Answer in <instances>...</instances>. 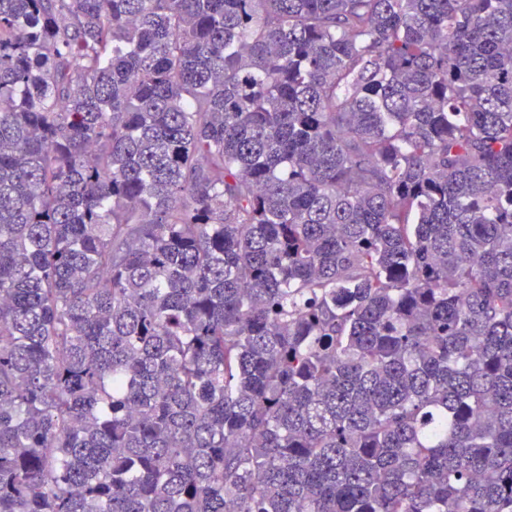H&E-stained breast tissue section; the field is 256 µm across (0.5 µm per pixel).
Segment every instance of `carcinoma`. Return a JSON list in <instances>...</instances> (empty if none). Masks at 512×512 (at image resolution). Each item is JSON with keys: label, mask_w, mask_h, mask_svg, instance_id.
Here are the masks:
<instances>
[{"label": "carcinoma", "mask_w": 512, "mask_h": 512, "mask_svg": "<svg viewBox=\"0 0 512 512\" xmlns=\"http://www.w3.org/2000/svg\"><path fill=\"white\" fill-rule=\"evenodd\" d=\"M0 512H512V0H0Z\"/></svg>", "instance_id": "carcinoma-1"}]
</instances>
